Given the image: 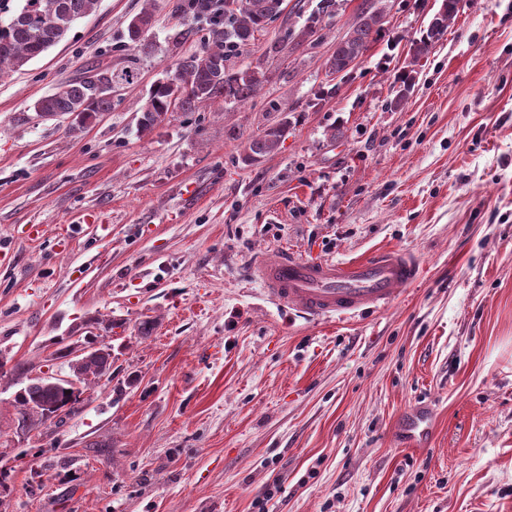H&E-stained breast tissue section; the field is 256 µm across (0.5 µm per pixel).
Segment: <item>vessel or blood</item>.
<instances>
[{
	"label": "vessel or blood",
	"instance_id": "obj_1",
	"mask_svg": "<svg viewBox=\"0 0 512 512\" xmlns=\"http://www.w3.org/2000/svg\"><path fill=\"white\" fill-rule=\"evenodd\" d=\"M419 274L418 260L403 249L381 250L348 264L309 262L282 251L264 259L256 271L276 305L343 318L388 307ZM399 426L403 447L423 448L433 434L434 415L413 406L401 415Z\"/></svg>",
	"mask_w": 512,
	"mask_h": 512
}]
</instances>
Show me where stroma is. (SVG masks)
<instances>
[{
  "instance_id": "stroma-1",
  "label": "stroma",
  "mask_w": 512,
  "mask_h": 512,
  "mask_svg": "<svg viewBox=\"0 0 512 512\" xmlns=\"http://www.w3.org/2000/svg\"><path fill=\"white\" fill-rule=\"evenodd\" d=\"M177 2L99 0L0 75V512H258L271 488L269 512H512V0H460L415 65L441 0H338L311 34L319 0H284L236 60L263 70L259 93L143 134L150 86L208 47ZM376 3L382 31L330 75ZM146 9L153 50L133 56ZM98 61L138 73L111 111L75 136L70 117H37ZM283 113L281 149L243 163ZM380 248L415 254L421 277L353 318L282 310L255 276L283 250L347 263ZM89 334L112 349L111 380L19 437L15 392L67 376L57 350ZM421 401L431 442L401 448L395 424ZM457 1L459 0H442V3L445 2L444 10L438 16L434 15L426 32L419 41L415 42L411 64H417L419 59L426 55L436 42L443 39L448 32V24L458 11ZM384 14L381 8L372 6L362 12L356 22L340 41L336 50L328 60L331 75H347L353 69L355 62L368 50L369 38L372 32L382 30Z\"/></svg>"
}]
</instances>
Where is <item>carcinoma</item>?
<instances>
[{"mask_svg":"<svg viewBox=\"0 0 512 512\" xmlns=\"http://www.w3.org/2000/svg\"><path fill=\"white\" fill-rule=\"evenodd\" d=\"M98 0H22V5L10 10L9 0H0V11L11 12L9 20L0 27V74L14 70L42 56L59 44L67 35L49 23H41L39 17L53 16L61 24H73L91 13ZM444 10L433 18L426 32L415 42L412 65L426 55L432 46L443 39L448 24L458 11L457 0H443ZM282 0H191L189 12L205 16L211 22L208 49L180 62L175 71L179 75L182 94L176 104H171V89L162 83L150 87L140 109L138 130L151 132L163 123L169 112H193L198 106L216 98L224 103H236L252 97L261 88L264 74L251 67L238 68L230 64L233 57L248 51L256 34L266 29L281 13ZM383 11L371 7L362 12L340 41L328 60L329 73L346 75L355 62L368 50L372 33L382 30ZM136 78L132 68L114 69L109 65L95 64L84 69L74 79L57 84L54 91L34 103V111L41 117L97 115L112 111V97L100 92V85L131 84ZM288 134V117L284 116L268 125L259 135L247 140L241 160L257 163L276 153ZM81 389L75 391L62 384H51V379H33L15 396L18 408L17 429L33 430L49 419L46 412L64 407L74 410L83 388L97 383L105 374H112V353L96 349L88 353L83 367Z\"/></svg>","mask_w":512,"mask_h":512,"instance_id":"carcinoma-1","label":"carcinoma"}]
</instances>
